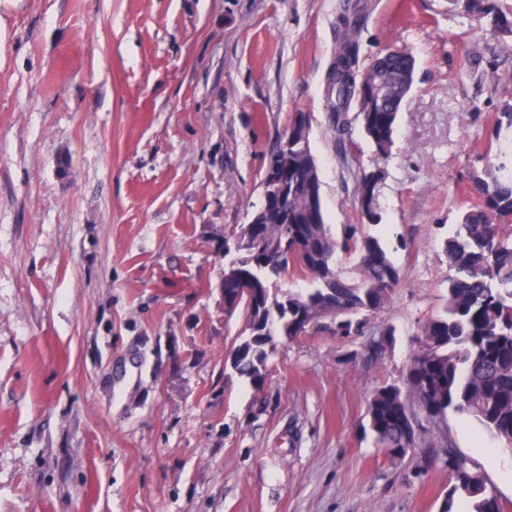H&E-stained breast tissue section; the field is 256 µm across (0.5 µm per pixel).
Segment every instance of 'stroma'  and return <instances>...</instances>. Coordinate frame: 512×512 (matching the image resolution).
Listing matches in <instances>:
<instances>
[{
    "instance_id": "stroma-1",
    "label": "stroma",
    "mask_w": 512,
    "mask_h": 512,
    "mask_svg": "<svg viewBox=\"0 0 512 512\" xmlns=\"http://www.w3.org/2000/svg\"><path fill=\"white\" fill-rule=\"evenodd\" d=\"M342 0H0V512H439L470 460L512 512V452L448 414L404 459L364 439L446 299L443 242L512 103V34L458 0H369L360 67L416 60L388 159L338 144L326 78ZM480 117H473L471 105ZM310 117L333 232L384 172L401 281L360 340L278 346L254 390L225 370L224 238L263 204L278 137Z\"/></svg>"
}]
</instances>
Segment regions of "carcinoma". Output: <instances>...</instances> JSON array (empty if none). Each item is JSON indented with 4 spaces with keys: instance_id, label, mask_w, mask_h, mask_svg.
Returning <instances> with one entry per match:
<instances>
[{
    "instance_id": "carcinoma-1",
    "label": "carcinoma",
    "mask_w": 512,
    "mask_h": 512,
    "mask_svg": "<svg viewBox=\"0 0 512 512\" xmlns=\"http://www.w3.org/2000/svg\"><path fill=\"white\" fill-rule=\"evenodd\" d=\"M465 7L489 17L495 31L512 33V18L493 0H465ZM368 6L345 0L338 15V42L327 74L328 122L345 147L349 112L384 159L389 157L398 114L412 88L415 60L393 47L359 70V35ZM512 131V105L492 125L490 139ZM303 127L288 126L269 162L280 164L288 183L285 200L273 192L264 200L256 224H243L229 237L224 256V298L242 312L246 327L237 337L230 370L263 388L276 347L311 333L331 332L341 340L362 337L369 318L383 310L400 273L381 240L369 231L380 224L377 186L383 170L361 171L354 197L358 224H345L341 235L327 224L318 164L302 149ZM481 158L486 177L468 176L477 203L460 214L443 252L454 276L442 312L421 326L402 383H386L370 396L365 433L372 446L394 460L416 448L421 436L452 411L476 421L506 447H512V166L494 165L491 147ZM309 281L298 292L278 282L293 274ZM393 336L383 328L364 350L377 358ZM427 424H422L419 416ZM452 473L440 512H454L456 499L470 502L469 512H500L496 495L468 460L442 450Z\"/></svg>"
}]
</instances>
